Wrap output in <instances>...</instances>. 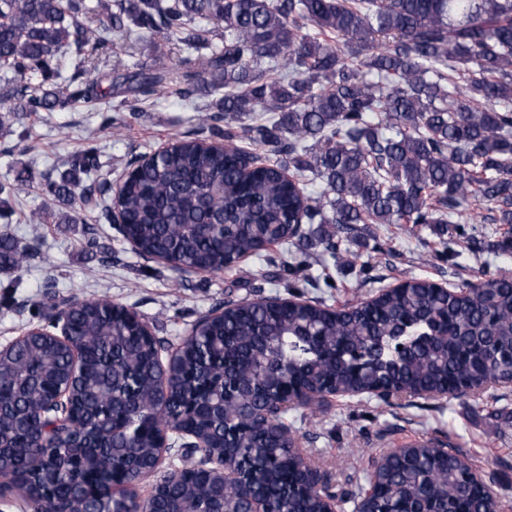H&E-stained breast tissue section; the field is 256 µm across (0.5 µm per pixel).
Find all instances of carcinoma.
Here are the masks:
<instances>
[{
  "instance_id": "1",
  "label": "carcinoma",
  "mask_w": 512,
  "mask_h": 512,
  "mask_svg": "<svg viewBox=\"0 0 512 512\" xmlns=\"http://www.w3.org/2000/svg\"><path fill=\"white\" fill-rule=\"evenodd\" d=\"M0 0V70L19 83L0 112H52L92 98L109 34H164L177 53L134 64L127 125L160 94H224L202 125L223 150L183 137L129 174L123 234L176 273L215 274L333 224L332 256L356 224L512 225V0ZM77 58L83 84L57 86ZM97 148L72 155L46 195L84 207L108 187ZM319 182L322 191L307 188ZM0 234V265L27 257ZM69 334L18 337L0 357V479L29 512H322L298 488L311 461L288 450L282 417L319 394L380 388L464 397L512 382V272L444 291L410 277L364 304L224 305L164 342L108 299L74 302ZM168 468L154 462L162 430ZM205 444L192 452L184 446ZM213 456L244 485L201 473ZM376 512H489L473 468L427 442L371 465Z\"/></svg>"
}]
</instances>
